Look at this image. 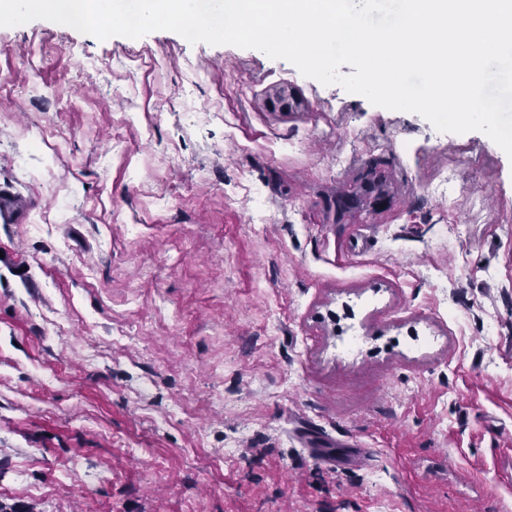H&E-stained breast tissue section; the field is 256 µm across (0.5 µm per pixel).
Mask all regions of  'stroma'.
I'll use <instances>...</instances> for the list:
<instances>
[{
	"label": "stroma",
	"mask_w": 512,
	"mask_h": 512,
	"mask_svg": "<svg viewBox=\"0 0 512 512\" xmlns=\"http://www.w3.org/2000/svg\"><path fill=\"white\" fill-rule=\"evenodd\" d=\"M0 512H512V159L256 49L0 27Z\"/></svg>",
	"instance_id": "stroma-1"
}]
</instances>
